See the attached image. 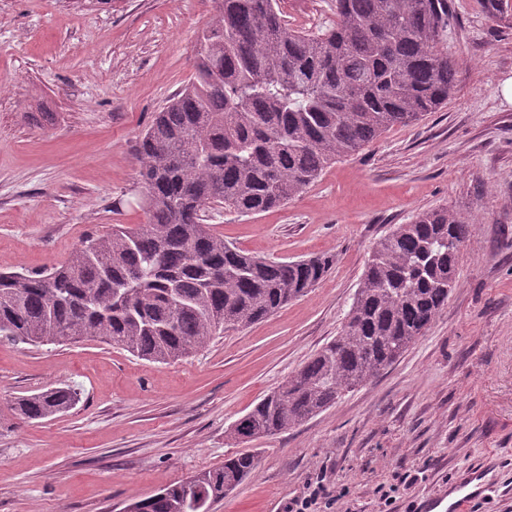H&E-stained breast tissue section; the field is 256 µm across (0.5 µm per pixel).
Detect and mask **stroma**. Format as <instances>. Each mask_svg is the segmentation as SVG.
Returning <instances> with one entry per match:
<instances>
[{
    "mask_svg": "<svg viewBox=\"0 0 512 512\" xmlns=\"http://www.w3.org/2000/svg\"><path fill=\"white\" fill-rule=\"evenodd\" d=\"M440 44L454 60L447 105L341 157L284 207L209 222L254 255L328 253L311 292L264 321L229 328L168 364L98 341L0 337V512H122L251 452L258 465L213 512H284L326 473L332 512H394L473 469L487 490L463 512H512V0H448ZM312 32L332 0H282ZM212 0H0V271L64 263L87 236L146 223L137 142L194 76ZM449 207L475 229L448 305L404 356L336 405L273 437L238 443L231 425L336 336L376 243L393 225ZM66 384L67 413L18 415V397Z\"/></svg>",
    "mask_w": 512,
    "mask_h": 512,
    "instance_id": "35a3bbf8",
    "label": "stroma"
}]
</instances>
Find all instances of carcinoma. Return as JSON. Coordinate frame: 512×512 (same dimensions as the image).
Returning a JSON list of instances; mask_svg holds the SVG:
<instances>
[{"mask_svg":"<svg viewBox=\"0 0 512 512\" xmlns=\"http://www.w3.org/2000/svg\"><path fill=\"white\" fill-rule=\"evenodd\" d=\"M193 80L138 142L148 222L89 236L40 273L0 272V336L31 344L102 341L167 363L224 329L249 328L329 273L320 254L271 261L224 240L210 209L283 206L336 159L448 102L455 63L439 44L448 0H335L321 34L288 27L280 0H214ZM474 229L447 207L381 238L337 336L230 428L248 442L293 429L396 363L448 305ZM79 401L69 385L23 396L37 420ZM258 463L237 453L125 512H211Z\"/></svg>","mask_w":512,"mask_h":512,"instance_id":"cac0c4a2","label":"carcinoma"}]
</instances>
